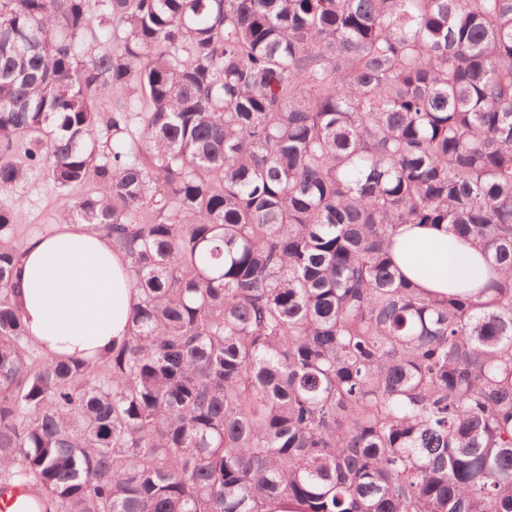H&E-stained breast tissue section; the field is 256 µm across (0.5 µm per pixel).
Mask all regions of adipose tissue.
I'll use <instances>...</instances> for the list:
<instances>
[{
  "label": "adipose tissue",
  "mask_w": 512,
  "mask_h": 512,
  "mask_svg": "<svg viewBox=\"0 0 512 512\" xmlns=\"http://www.w3.org/2000/svg\"><path fill=\"white\" fill-rule=\"evenodd\" d=\"M394 241L400 274L431 296L481 299L494 274L486 256L446 224H405ZM17 275L15 305L49 356L90 360L128 337L139 297L127 261L89 225L61 224L30 239Z\"/></svg>",
  "instance_id": "ef3b65f1"
}]
</instances>
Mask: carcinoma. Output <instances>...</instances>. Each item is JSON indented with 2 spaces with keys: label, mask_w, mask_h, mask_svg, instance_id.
Segmentation results:
<instances>
[{
  "label": "carcinoma",
  "mask_w": 512,
  "mask_h": 512,
  "mask_svg": "<svg viewBox=\"0 0 512 512\" xmlns=\"http://www.w3.org/2000/svg\"><path fill=\"white\" fill-rule=\"evenodd\" d=\"M99 2L0 0V189L47 170L140 303L97 360L43 355L0 209V490L512 512V0ZM403 224L470 239L485 300L398 275Z\"/></svg>",
  "instance_id": "1"
}]
</instances>
